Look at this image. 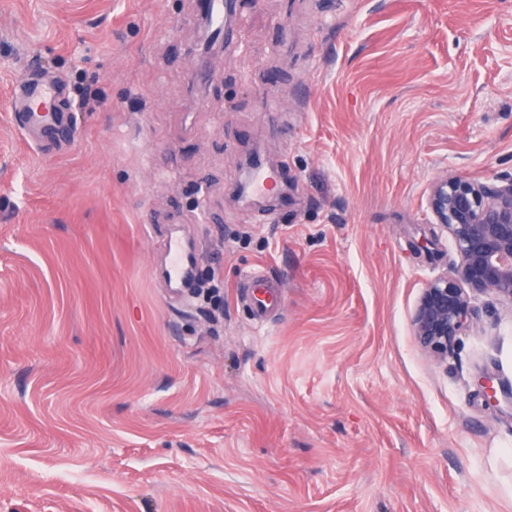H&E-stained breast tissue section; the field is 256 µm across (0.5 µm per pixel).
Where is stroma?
I'll use <instances>...</instances> for the list:
<instances>
[{
    "label": "stroma",
    "mask_w": 512,
    "mask_h": 512,
    "mask_svg": "<svg viewBox=\"0 0 512 512\" xmlns=\"http://www.w3.org/2000/svg\"><path fill=\"white\" fill-rule=\"evenodd\" d=\"M197 11L0 0V512H512L474 380L512 384V304L472 294L442 363L411 328L457 260L430 183L512 176V0H239L213 63ZM30 72L101 100L60 150L11 110ZM167 287L178 290L183 288L193 271V261L183 242L171 237L166 245Z\"/></svg>",
    "instance_id": "1"
}]
</instances>
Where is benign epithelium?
<instances>
[{
    "label": "benign epithelium",
    "instance_id": "benign-epithelium-1",
    "mask_svg": "<svg viewBox=\"0 0 512 512\" xmlns=\"http://www.w3.org/2000/svg\"><path fill=\"white\" fill-rule=\"evenodd\" d=\"M200 28L206 47L221 50V32L207 9ZM430 207L452 237L458 261L423 289L411 327L420 348L442 362L474 319L469 292H492L512 303V178L492 184L462 175L438 179ZM477 382L488 400L499 402L487 370H480Z\"/></svg>",
    "mask_w": 512,
    "mask_h": 512
}]
</instances>
